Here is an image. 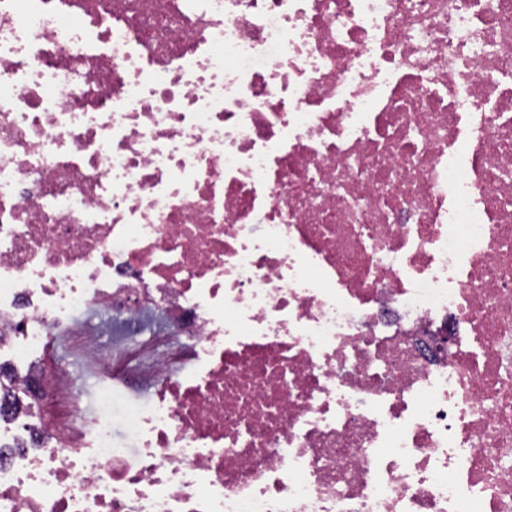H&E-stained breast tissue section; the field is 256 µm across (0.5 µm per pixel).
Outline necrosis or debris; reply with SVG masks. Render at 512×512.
Wrapping results in <instances>:
<instances>
[{"mask_svg": "<svg viewBox=\"0 0 512 512\" xmlns=\"http://www.w3.org/2000/svg\"><path fill=\"white\" fill-rule=\"evenodd\" d=\"M33 349L0 512H512V0H0ZM56 362L62 370L66 371L74 378L78 390L83 394L89 406L94 410L96 406L93 401V394L99 383V378L85 369L82 362L75 356L68 344H60L57 351Z\"/></svg>", "mask_w": 512, "mask_h": 512, "instance_id": "necrosis-or-debris-1", "label": "necrosis or debris"}]
</instances>
